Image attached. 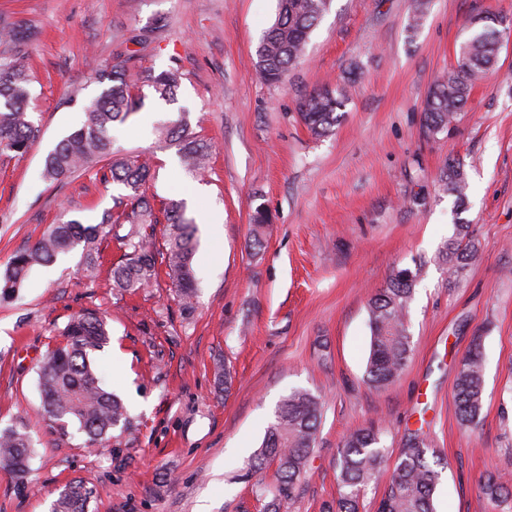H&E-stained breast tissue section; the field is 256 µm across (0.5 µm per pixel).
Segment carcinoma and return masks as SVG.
<instances>
[{"mask_svg": "<svg viewBox=\"0 0 512 512\" xmlns=\"http://www.w3.org/2000/svg\"><path fill=\"white\" fill-rule=\"evenodd\" d=\"M331 0H278L274 23L259 43L257 73L268 85L282 82L290 68L302 62L310 35L329 8ZM474 34L463 43L458 71L447 81L434 85L423 110V129L428 135L450 132L468 103L473 86L495 65L496 17L485 16L474 22ZM29 31L0 17V153H24L36 137L27 106L32 82L27 41ZM134 56H116L95 65L96 79L107 83L99 98L84 109L79 129L60 140L45 158L43 178L53 184L67 181L74 173L101 163L103 178L121 184L130 194L113 198V206L103 212L100 225H109L115 239L124 247L122 259L112 264V288L133 293L155 282L160 268L177 288L192 313L197 283L193 262L196 254V227L186 215L183 203L169 200L162 214L166 223L163 248L153 243L159 218L145 186L151 178L146 162L118 155L113 149L112 126L124 122L139 107L127 71ZM145 82L163 101L174 99L180 84L177 69L159 73L148 70ZM348 100L347 88L322 89L305 96L299 103L301 117L316 136L332 131L337 111ZM159 141L176 148L180 165L190 173L207 168L209 146L182 120L156 129ZM448 195L462 202L466 198V173L459 158L448 159L442 179ZM130 225L127 233L119 230ZM82 246L81 264L87 275L97 269L101 245L100 231L79 221L60 220L31 246L17 251L3 277L0 292L11 294L22 287L35 266H50L77 246ZM478 251L469 225H455L454 235L445 247L448 273L464 277L468 260ZM416 274L409 269L394 271L386 286L378 289L369 302L370 349L366 380L380 390L393 383L407 364L412 351L407 312L412 301ZM63 342L48 352L38 366V385L44 412L60 428L71 423L92 440H102L112 428L130 427L125 405L103 387L90 353L109 342L107 322L96 312L84 310L71 317L61 331ZM484 394L480 337H474L462 357L454 384V397L460 423L470 428L479 419ZM321 417V404L309 391L296 389L278 405L259 450L249 460L245 477L276 463V481L259 488L269 497L266 509H281L296 496L305 473ZM380 432L372 427L350 432L344 438L338 461V482L342 489L336 512H357L361 490L376 477L385 462L379 447ZM35 441L22 424L0 429V471L22 481L34 453ZM429 444L419 429L401 439L391 481L376 504V512H434L433 495L441 477V462L429 460ZM482 496L495 503L512 494V482L490 474L480 484ZM89 492L80 484L67 485L54 501L52 512H84Z\"/></svg>", "mask_w": 512, "mask_h": 512, "instance_id": "cac0c4a2", "label": "carcinoma"}]
</instances>
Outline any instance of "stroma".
<instances>
[{
    "instance_id": "35a3bbf8",
    "label": "stroma",
    "mask_w": 512,
    "mask_h": 512,
    "mask_svg": "<svg viewBox=\"0 0 512 512\" xmlns=\"http://www.w3.org/2000/svg\"><path fill=\"white\" fill-rule=\"evenodd\" d=\"M411 4L332 0L304 60L268 86L256 77V49L277 0H0V13L35 33L29 112L39 129L25 153L0 154V271L60 214L99 223L124 192L96 167L61 186L41 176L46 155L104 90L94 59L137 55L129 79L144 102L112 138L121 153L149 159V194L194 196L188 213L198 221L214 209L224 214L211 249L195 256L192 314L164 275L136 293H113L109 270L121 251L111 238L95 280L84 276L76 249L0 296V429L20 419L36 441L25 484L0 472V512H51L72 482L91 489L88 512H262L257 486L273 483L274 471L257 479L244 472L296 388L320 398L322 417L284 512L335 503L338 448L367 425L380 431L389 464L361 493L359 512H375L405 430L418 427L444 463L436 512H512V497L491 504L479 489L487 473L512 476V36L453 133L429 137L422 128L426 93L454 74L471 18H512V0H429L414 31ZM169 68L181 74L170 105L142 84L145 70ZM351 72L332 133L313 137L301 99ZM181 115L211 149L197 176L154 135L159 122ZM452 155L465 163L462 208L439 181ZM259 209L268 223H254ZM459 224L480 247L455 281L442 252ZM401 268L416 275L412 354L378 391L365 375L368 301ZM84 308L108 317L110 341L91 358L131 421L101 443L73 424L51 428L37 389L39 361ZM477 335L484 400L466 429L453 387ZM219 357L231 386L215 376Z\"/></svg>"
}]
</instances>
